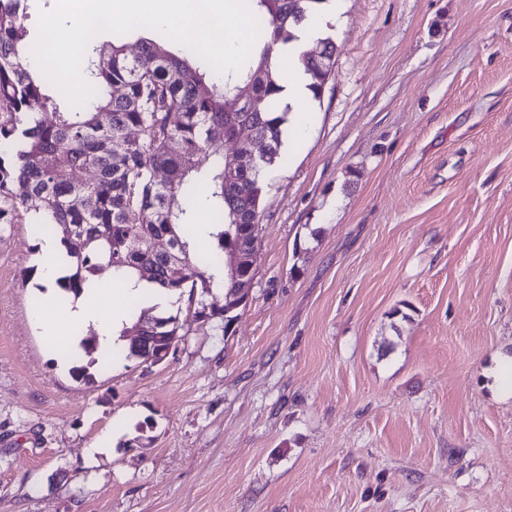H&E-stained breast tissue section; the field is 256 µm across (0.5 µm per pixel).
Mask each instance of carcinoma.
<instances>
[{
  "mask_svg": "<svg viewBox=\"0 0 512 512\" xmlns=\"http://www.w3.org/2000/svg\"><path fill=\"white\" fill-rule=\"evenodd\" d=\"M27 2L0 0V221L10 223L29 202H39L36 233L60 234L70 268L61 288L75 297L105 265L168 295L228 292L233 277L225 252L262 221L265 174L280 158L287 132L288 112L278 108L279 52L294 49L312 98L319 99L329 72L308 57L298 28L326 0H253L262 43L239 71L223 77L193 65L187 48L142 39L130 55L116 36L83 62L96 94L75 111L61 108L45 75L28 65ZM232 95L249 103L238 116L253 131L246 149L257 143L260 151L256 166L228 185L227 161L211 158L208 144L224 132V98ZM82 171L91 179L76 180ZM202 204L211 213L206 250L196 246L194 216ZM162 237L172 243L169 254L152 248ZM133 312L122 338L135 324L176 337L186 325L139 302ZM121 359L143 355L130 342L90 364Z\"/></svg>",
  "mask_w": 512,
  "mask_h": 512,
  "instance_id": "obj_1",
  "label": "carcinoma"
}]
</instances>
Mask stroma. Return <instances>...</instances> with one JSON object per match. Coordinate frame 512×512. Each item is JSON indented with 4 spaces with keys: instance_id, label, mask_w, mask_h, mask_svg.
Segmentation results:
<instances>
[{
    "instance_id": "obj_1",
    "label": "stroma",
    "mask_w": 512,
    "mask_h": 512,
    "mask_svg": "<svg viewBox=\"0 0 512 512\" xmlns=\"http://www.w3.org/2000/svg\"><path fill=\"white\" fill-rule=\"evenodd\" d=\"M338 4L231 328L198 293L161 364L60 365L0 223V512H512V0Z\"/></svg>"
}]
</instances>
